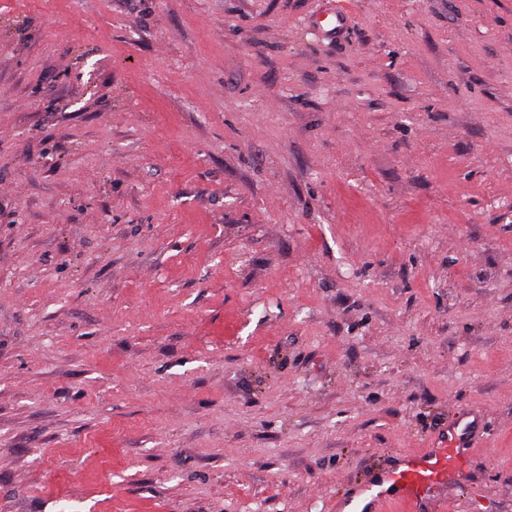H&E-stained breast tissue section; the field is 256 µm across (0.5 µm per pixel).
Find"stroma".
<instances>
[{
  "mask_svg": "<svg viewBox=\"0 0 512 512\" xmlns=\"http://www.w3.org/2000/svg\"><path fill=\"white\" fill-rule=\"evenodd\" d=\"M463 408L512 512V0H0V512H336ZM349 23L348 12L344 9L337 8L335 11L316 18L314 20L315 27L325 36H339Z\"/></svg>",
  "mask_w": 512,
  "mask_h": 512,
  "instance_id": "obj_1",
  "label": "stroma"
}]
</instances>
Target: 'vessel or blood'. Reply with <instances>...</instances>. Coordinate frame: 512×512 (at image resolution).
Segmentation results:
<instances>
[{"instance_id": "1", "label": "vessel or blood", "mask_w": 512, "mask_h": 512, "mask_svg": "<svg viewBox=\"0 0 512 512\" xmlns=\"http://www.w3.org/2000/svg\"><path fill=\"white\" fill-rule=\"evenodd\" d=\"M348 23L349 15L341 8L314 21L329 37L340 35ZM480 429L476 415L457 412L430 448L401 456L348 489L338 501L339 512H392L396 504L408 512H434L448 487L466 484Z\"/></svg>"}]
</instances>
